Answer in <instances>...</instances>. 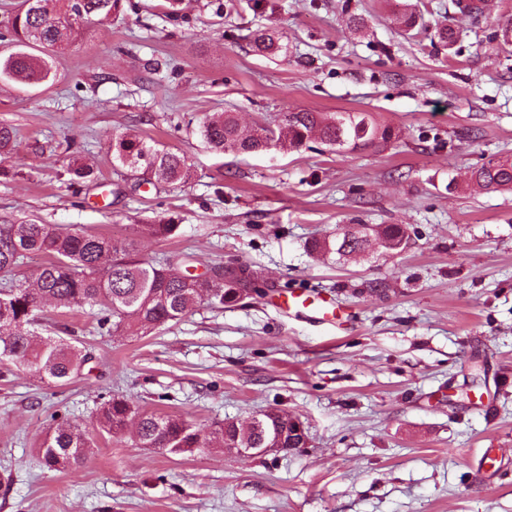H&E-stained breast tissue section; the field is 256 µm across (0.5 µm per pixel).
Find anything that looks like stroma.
I'll return each instance as SVG.
<instances>
[{"label": "stroma", "mask_w": 512, "mask_h": 512, "mask_svg": "<svg viewBox=\"0 0 512 512\" xmlns=\"http://www.w3.org/2000/svg\"><path fill=\"white\" fill-rule=\"evenodd\" d=\"M408 2L422 20L405 33L394 0H181L174 16L167 0H126L119 19L81 23L53 81L0 82V124L17 131L15 157L0 156V224L100 231L180 271L246 264L263 290L138 337L100 334L97 307L43 305L37 333L69 325L93 359L62 388L29 370L0 377V512H512V193L467 185L512 154V50L499 39L512 0L479 16ZM260 29L287 52L254 53ZM292 108L366 113L394 136L239 155L198 134L215 112L249 127ZM133 131L180 149L190 183L121 180L112 139ZM72 162L92 176L73 183ZM169 218L172 237L145 233ZM363 224L406 225L410 244L312 251ZM293 288L333 296L346 325L282 314L277 295ZM107 391L205 432L277 407L308 442L251 458L139 448L97 430ZM57 410L91 441L71 472L38 456Z\"/></svg>", "instance_id": "obj_1"}]
</instances>
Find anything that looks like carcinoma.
Instances as JSON below:
<instances>
[{
	"label": "carcinoma",
	"instance_id": "carcinoma-1",
	"mask_svg": "<svg viewBox=\"0 0 512 512\" xmlns=\"http://www.w3.org/2000/svg\"><path fill=\"white\" fill-rule=\"evenodd\" d=\"M125 0H22V8L12 24L18 50L0 58V80L45 83L52 77L55 47L70 45L80 24L70 20L71 12L84 17H117ZM399 23L406 32L419 24V16L409 4L402 5ZM257 51L275 54L280 50L274 36L254 35ZM364 115L354 112H310L291 110L273 129L266 125L240 126L229 112L216 113L201 125L203 141L216 152L252 153L270 148L294 151L312 138L341 149L373 147L388 142L393 131L369 121L366 135L358 133ZM112 153L130 175L148 178L152 184L187 185L192 178L187 157L175 148L149 144L137 134L113 139ZM469 181L484 190L512 191V157L489 159L471 171ZM173 220L149 224L154 238H169L177 230ZM376 243L387 254L403 252L409 244L407 230L400 224L378 225L370 231L346 230L313 244L322 254L352 257ZM43 253L49 260L26 284L0 288V377L13 369H33L50 386L59 387L80 377L92 354L64 336L38 337L29 329L34 310L43 302L57 308L82 303L100 306L97 325L105 335L147 336L172 322L180 321L197 303L234 305L247 288L256 287L255 272L244 266L246 275L218 272L207 277L173 273L171 266L153 264L140 255L118 248L104 233L70 230L53 224L20 222L0 225V274H14L32 254ZM263 428L226 421L204 434L180 416L134 410L122 396L103 395L96 410L100 433L122 435L134 427L135 445L158 448L173 454L190 452L207 444L213 448H302L307 436L286 431L288 412L269 408L263 412ZM51 427L39 445L42 463L57 471L81 467L88 455L90 440L85 431L69 423L62 412L53 415Z\"/></svg>",
	"mask_w": 512,
	"mask_h": 512
}]
</instances>
